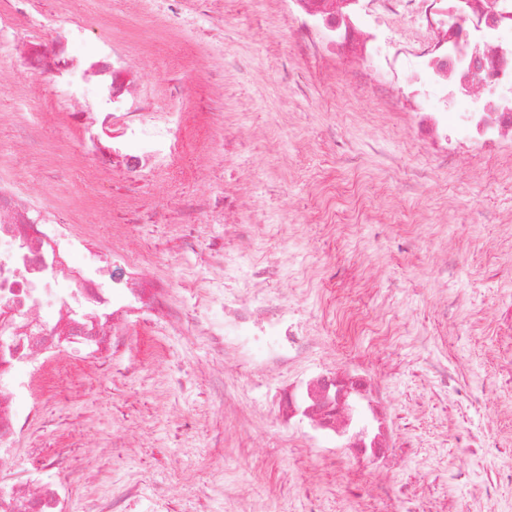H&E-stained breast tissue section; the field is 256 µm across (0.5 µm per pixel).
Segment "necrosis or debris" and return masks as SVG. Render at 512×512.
<instances>
[{
  "label": "necrosis or debris",
  "instance_id": "1",
  "mask_svg": "<svg viewBox=\"0 0 512 512\" xmlns=\"http://www.w3.org/2000/svg\"><path fill=\"white\" fill-rule=\"evenodd\" d=\"M295 6L342 55L381 56L387 74L407 73L415 95H435L437 106L418 113L423 134L447 136L456 121L473 146L495 151L512 143V0H294ZM463 8L465 28L449 25L448 12ZM398 15L414 27L393 53L380 55L369 14ZM26 75L64 76L91 85V96L72 99L67 114L93 168L104 173L120 161L129 183L157 163L171 160L178 112L158 117L143 94L125 53L83 59L49 52L41 31L20 36ZM201 269L210 275L206 307L220 315L199 327L232 349L259 352L268 372L301 354L303 341L285 305H271L256 278L239 292H224V247L208 252ZM172 280L142 269L123 246L99 254L93 236L73 232L17 178L0 179V455L22 447L40 428L45 404L35 387H50L69 365L86 371L112 359L134 325L171 319L195 323L187 307L170 298ZM277 414L303 418L318 436L344 443V462L393 471L411 452L394 427L391 403L369 374L336 369L316 375L282 395ZM64 448L39 453L35 464L0 469V512H112L111 494L74 502L42 478L62 468Z\"/></svg>",
  "mask_w": 512,
  "mask_h": 512
}]
</instances>
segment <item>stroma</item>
I'll use <instances>...</instances> for the list:
<instances>
[{"label":"stroma","instance_id":"obj_1","mask_svg":"<svg viewBox=\"0 0 512 512\" xmlns=\"http://www.w3.org/2000/svg\"><path fill=\"white\" fill-rule=\"evenodd\" d=\"M183 22L171 26L169 15ZM74 20L79 53L117 45L160 112H181L173 163L137 192L96 179L60 115L69 88L25 89L16 52L0 48V175L110 248L133 229L151 275L183 268L174 299L196 304V267L221 228L193 247L164 221L167 203L242 194L246 250L225 244L226 283L278 262L272 292L319 342L268 377L253 355L162 322L137 326L104 371L62 376L47 403L53 444L82 421L65 472L73 497L112 492L115 512H391L408 487L413 512H512V147L485 154L412 129V106L384 71L327 50L301 29L292 0H0V21ZM347 362L380 376L415 453L392 473L339 462L335 443L278 419L274 389ZM470 393L448 402L435 365ZM487 428L501 453H462L464 430Z\"/></svg>","mask_w":512,"mask_h":512}]
</instances>
